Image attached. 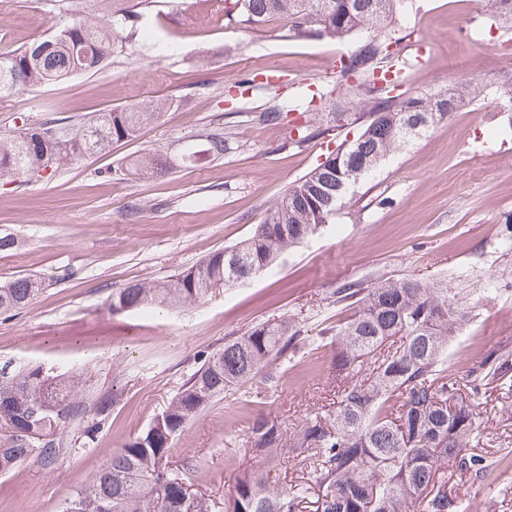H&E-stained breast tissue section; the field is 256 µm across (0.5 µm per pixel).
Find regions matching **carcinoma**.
I'll return each mask as SVG.
<instances>
[{"mask_svg": "<svg viewBox=\"0 0 512 512\" xmlns=\"http://www.w3.org/2000/svg\"><path fill=\"white\" fill-rule=\"evenodd\" d=\"M414 0H229L227 20L260 27L281 19L288 35L351 43V58L336 69V111L326 123L306 120L288 146L300 148L331 129L353 133L325 161L271 204L251 235L216 249L191 267L157 282L136 281L112 293L114 313L171 309L207 300L220 288L253 279L336 221L351 192L374 176L392 155L428 136L435 127L480 99L486 86L473 78L436 93L395 92L373 82L392 48L405 35L400 22ZM487 24L512 30V0H485ZM123 23L116 13L75 19L58 34L0 53V98L106 65ZM164 105L144 103L59 127L35 122L0 137V179L38 177L76 158L95 156L133 137ZM56 132L58 140L42 132ZM228 142L217 133L197 134L177 157L145 151L126 169L153 176L197 167L224 157ZM45 281L20 276L0 281V313L20 309L42 292ZM474 288H455L446 278L379 276L366 285L350 281L336 289V304L352 310L342 323L323 329L336 337V407L315 412L289 433L268 418L249 436L253 456L265 463L286 455L299 460L317 490L316 512H467L448 495L445 469L481 480L487 458L473 451L479 435L471 403L488 388L512 390V349L495 347L471 357L463 374L450 362L451 348L472 321ZM304 330L282 317L258 323L245 336L207 356L165 409L138 436L63 503L61 512H214L206 494L191 489L187 469L172 461V443L185 425L214 401L246 393L256 378L270 382L272 367L301 349ZM74 392V379L39 367L0 368V475L35 457L56 463L60 432L84 415L106 409ZM39 403L32 419L27 408ZM308 489L273 485L256 468H244L229 495L227 512H296Z\"/></svg>", "mask_w": 512, "mask_h": 512, "instance_id": "1", "label": "carcinoma"}]
</instances>
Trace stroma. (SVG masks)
Returning <instances> with one entry per match:
<instances>
[{"label": "stroma", "instance_id": "stroma-1", "mask_svg": "<svg viewBox=\"0 0 512 512\" xmlns=\"http://www.w3.org/2000/svg\"><path fill=\"white\" fill-rule=\"evenodd\" d=\"M405 55V86L446 89L483 81L484 99L392 156L360 184L335 224L259 277L178 310L115 314L113 291L161 280L235 244L266 207L322 161L326 142L292 149L291 122L257 112L334 87L340 48L331 40L288 39L280 23L259 30L228 22L224 0H127L132 41L95 73L0 100V134L22 124L93 116L167 99L171 106L106 155L81 158L41 178L0 181V229L20 244L0 252V280L44 278L22 309L0 314V366L49 374L79 372L84 395L114 396L106 415L88 412L63 437L54 466L28 459L0 475V512H59L64 500L144 431L206 355L225 340L278 317L297 319L309 342L275 382L253 381L249 399H223L188 422L174 457L192 469L215 512H224L259 417L282 430L336 404L334 292L380 275L448 277L474 288L478 316L462 331L454 368L512 339V123L489 111L512 80V31L487 28L481 0H416ZM76 12L60 0H8L0 8V52L47 37ZM201 131L224 134L222 159L145 178L122 174L145 149L175 153ZM512 394L488 391L475 406L484 427L477 448L491 467L484 481L453 471L448 492L469 512H512Z\"/></svg>", "mask_w": 512, "mask_h": 512}]
</instances>
